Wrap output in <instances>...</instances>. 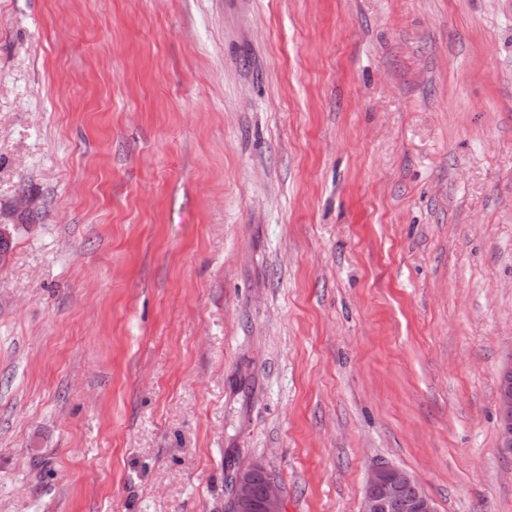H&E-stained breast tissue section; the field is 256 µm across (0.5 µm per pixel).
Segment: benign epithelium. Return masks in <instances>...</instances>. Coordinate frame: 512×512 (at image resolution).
Listing matches in <instances>:
<instances>
[{
    "label": "benign epithelium",
    "mask_w": 512,
    "mask_h": 512,
    "mask_svg": "<svg viewBox=\"0 0 512 512\" xmlns=\"http://www.w3.org/2000/svg\"><path fill=\"white\" fill-rule=\"evenodd\" d=\"M501 447L512 450V388H502L498 394ZM257 462L242 465L229 477L230 497L224 504L225 512H252L255 507L253 474L262 470ZM412 487L406 494L403 488ZM261 512H284V501L279 486L270 479L264 485L260 503ZM360 512H436L432 497L409 472L381 463L374 466L361 501Z\"/></svg>",
    "instance_id": "obj_1"
}]
</instances>
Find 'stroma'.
<instances>
[{"instance_id": "35a3bbf8", "label": "stroma", "mask_w": 512, "mask_h": 512, "mask_svg": "<svg viewBox=\"0 0 512 512\" xmlns=\"http://www.w3.org/2000/svg\"><path fill=\"white\" fill-rule=\"evenodd\" d=\"M0 512H512V0H0ZM501 448L512 450V388H501L498 394ZM262 469L264 467L255 462L239 466L232 471L229 477L231 493L224 504L226 512H252L255 507L254 493L256 498L262 495L261 512H284V501L279 486L273 479L265 483L271 475L266 469ZM405 487L414 492L404 493ZM360 512H437L432 497L409 472L381 463L374 466L361 501Z\"/></svg>"}]
</instances>
